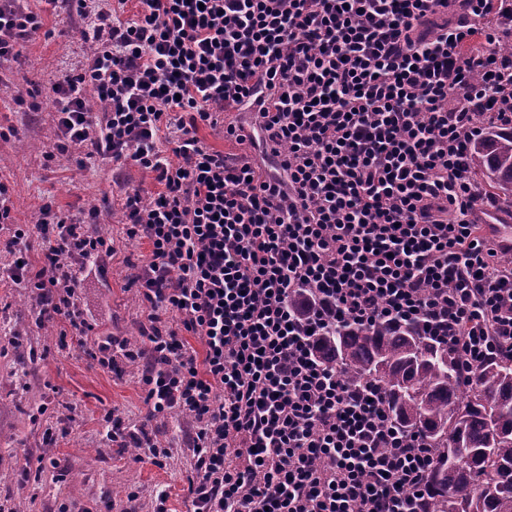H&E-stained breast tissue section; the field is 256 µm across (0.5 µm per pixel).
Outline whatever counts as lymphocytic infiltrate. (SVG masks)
<instances>
[{"label":"lymphocytic infiltrate","mask_w":512,"mask_h":512,"mask_svg":"<svg viewBox=\"0 0 512 512\" xmlns=\"http://www.w3.org/2000/svg\"><path fill=\"white\" fill-rule=\"evenodd\" d=\"M47 2L82 23L89 52L53 87L45 160L76 152L160 186L121 198L124 238L149 246L133 279L149 325L89 355L118 376L138 367L150 417L181 415L193 512H423L435 448L390 421L377 383L323 363L315 339L344 321L413 322L463 374L512 357V265L472 219L485 197L470 171L472 141L512 125V57L492 50L512 39V10L137 0L125 18L127 0ZM42 28L27 0H0V65ZM263 88L274 166L203 143V126L244 142L232 115ZM99 215L47 204L15 226L8 273L37 327L93 331L80 277L105 278L116 252ZM104 420L108 441L164 466L169 448Z\"/></svg>","instance_id":"f902f5d3"}]
</instances>
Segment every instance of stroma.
Returning a JSON list of instances; mask_svg holds the SVG:
<instances>
[{
  "instance_id": "stroma-1",
  "label": "stroma",
  "mask_w": 512,
  "mask_h": 512,
  "mask_svg": "<svg viewBox=\"0 0 512 512\" xmlns=\"http://www.w3.org/2000/svg\"><path fill=\"white\" fill-rule=\"evenodd\" d=\"M45 33L0 69L9 83L0 92V180L9 187L11 224L32 223L40 207L52 204L75 214L116 197L121 186L157 189L153 174L127 167L113 181L108 163L79 164L77 156L46 162L43 153L57 139L52 87L81 64L86 45L77 27L54 14L45 0H29ZM32 91L38 111L12 100L13 89ZM98 232L115 240L117 252L105 280L89 279L84 298L100 336L140 340L146 312L132 283L147 252L145 244L120 239L119 215L105 212ZM20 333L19 344L7 342ZM131 429L146 428L169 445L165 467L134 463L135 449L108 444L105 412ZM178 415L152 419L142 400L135 367L122 375L100 369L77 338L61 337L59 327L36 328L31 299L0 282V457L12 460L0 473V504L7 512H189L185 479L194 460L178 430ZM51 456L58 468L22 473L23 457Z\"/></svg>"
}]
</instances>
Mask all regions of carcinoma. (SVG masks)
I'll return each instance as SVG.
<instances>
[{
  "label": "carcinoma",
  "mask_w": 512,
  "mask_h": 512,
  "mask_svg": "<svg viewBox=\"0 0 512 512\" xmlns=\"http://www.w3.org/2000/svg\"><path fill=\"white\" fill-rule=\"evenodd\" d=\"M471 173L512 214V128L471 144ZM318 358L386 391L390 419L437 448L427 512H512V360L489 357L465 384L458 357L411 323L343 324L316 338Z\"/></svg>",
  "instance_id": "carcinoma-1"
}]
</instances>
